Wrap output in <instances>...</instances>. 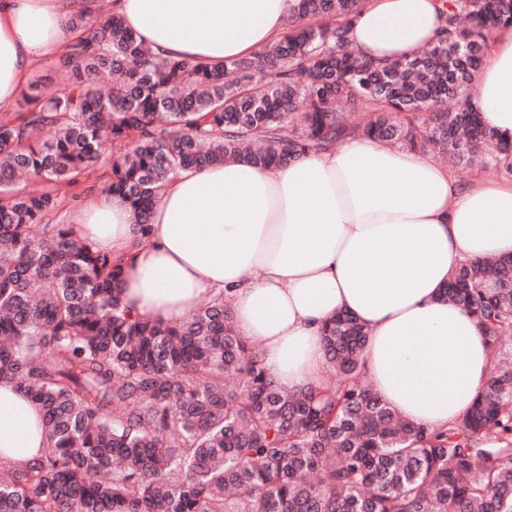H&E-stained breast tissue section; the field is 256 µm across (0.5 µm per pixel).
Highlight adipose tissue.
<instances>
[{
    "mask_svg": "<svg viewBox=\"0 0 512 512\" xmlns=\"http://www.w3.org/2000/svg\"><path fill=\"white\" fill-rule=\"evenodd\" d=\"M295 0H0V112L34 68L63 54L80 9L117 14L153 51L221 64L272 46ZM444 26L440 0H362L347 37L367 59L415 56ZM483 124L512 144V26L496 30L473 91ZM133 210L97 195L73 229L123 257L136 317L190 318L227 294L241 336L263 348L285 392L323 382V325L352 313L368 329L364 371L403 418L433 429L471 407L488 378L476 320L441 290L468 260L512 255V184L461 185L447 167L363 136L280 166L231 161L165 188L141 241ZM46 445L38 407L0 380V461Z\"/></svg>",
    "mask_w": 512,
    "mask_h": 512,
    "instance_id": "ef3b65f1",
    "label": "adipose tissue"
}]
</instances>
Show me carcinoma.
<instances>
[{
  "label": "carcinoma",
  "instance_id": "obj_1",
  "mask_svg": "<svg viewBox=\"0 0 512 512\" xmlns=\"http://www.w3.org/2000/svg\"><path fill=\"white\" fill-rule=\"evenodd\" d=\"M359 4L296 0L277 44L221 65L156 54L120 17L79 11L54 92L34 81L0 116V379L39 404L48 441L3 467L0 512H512L511 370L494 368L448 426L414 424L372 388L368 330L341 311L323 330L326 387L288 394L227 297L179 323L136 319L122 259L44 223L61 190L96 189L145 239L180 175L287 164L352 134L512 177V147L471 104L512 0H442L438 42L383 65L349 47ZM100 164L105 179L85 185ZM442 296L509 350L512 256L464 262Z\"/></svg>",
  "mask_w": 512,
  "mask_h": 512
}]
</instances>
